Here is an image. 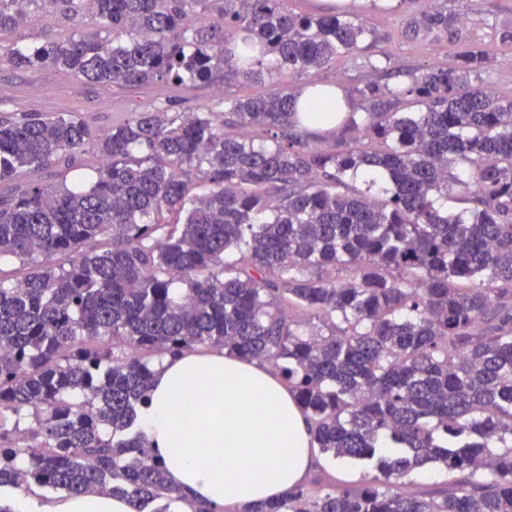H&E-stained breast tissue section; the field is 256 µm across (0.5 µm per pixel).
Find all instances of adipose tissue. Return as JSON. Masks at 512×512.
I'll use <instances>...</instances> for the list:
<instances>
[{"mask_svg":"<svg viewBox=\"0 0 512 512\" xmlns=\"http://www.w3.org/2000/svg\"><path fill=\"white\" fill-rule=\"evenodd\" d=\"M169 480L225 508L280 496L314 458L309 422L270 368L217 350L163 359L135 421ZM39 512H130L120 496H65Z\"/></svg>","mask_w":512,"mask_h":512,"instance_id":"ef3b65f1","label":"adipose tissue"}]
</instances>
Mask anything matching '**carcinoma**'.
<instances>
[{
  "label": "carcinoma",
  "instance_id": "carcinoma-1",
  "mask_svg": "<svg viewBox=\"0 0 512 512\" xmlns=\"http://www.w3.org/2000/svg\"><path fill=\"white\" fill-rule=\"evenodd\" d=\"M435 2L400 0L405 27L459 45L456 62L366 82L364 116L325 144L276 85L373 45L357 13L0 0V37L42 10L96 19L67 40L3 45L0 66L117 86L269 84L231 101L242 135L219 112L161 105L103 136L73 112L0 119V260L29 265L0 277V488L217 512L171 485L131 429L148 357L218 348L278 370L320 452L372 472L242 512H512V99L470 85L488 59ZM210 6L224 27L192 22ZM305 118L337 121L340 107L319 92ZM52 167L70 182H21ZM194 178L207 194L190 195ZM292 309L328 333L299 331ZM427 465L447 486L410 494Z\"/></svg>",
  "mask_w": 512,
  "mask_h": 512
}]
</instances>
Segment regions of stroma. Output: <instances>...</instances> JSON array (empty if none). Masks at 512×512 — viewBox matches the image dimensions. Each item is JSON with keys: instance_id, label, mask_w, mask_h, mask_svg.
Here are the masks:
<instances>
[{"instance_id": "35a3bbf8", "label": "stroma", "mask_w": 512, "mask_h": 512, "mask_svg": "<svg viewBox=\"0 0 512 512\" xmlns=\"http://www.w3.org/2000/svg\"><path fill=\"white\" fill-rule=\"evenodd\" d=\"M369 3L370 0H345L344 5L358 12L374 31L375 46L337 61L335 66L315 77L294 78L288 85L290 91H300L308 82L314 81L350 92L374 78V69L378 66L390 70L428 69L453 62L458 51L455 44L428 38L408 39L404 29V9L382 11L370 8ZM439 4L449 14L463 20L465 37L481 47L490 60L489 67L478 76V83L491 88L500 98L511 99L512 65L504 61L505 50L498 32L502 26H512V0H439ZM92 24L93 19L89 16L68 21L46 15L34 25L14 32L13 37L23 44H35L47 35L68 38L78 31L90 29ZM261 90V85L246 81L185 86L171 82L116 86L84 83L50 67L17 71L3 66L0 67V117L7 118L17 112H73L98 133L104 134L113 125L127 122L137 113L150 111L166 102L180 111L202 109L223 113L224 127L231 131L235 128V117L227 113V101L249 97Z\"/></svg>"}]
</instances>
